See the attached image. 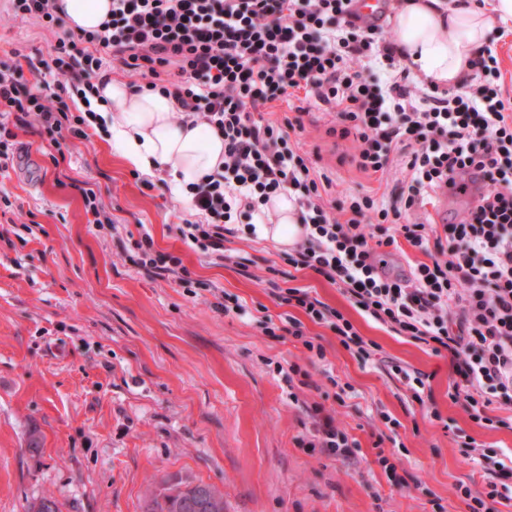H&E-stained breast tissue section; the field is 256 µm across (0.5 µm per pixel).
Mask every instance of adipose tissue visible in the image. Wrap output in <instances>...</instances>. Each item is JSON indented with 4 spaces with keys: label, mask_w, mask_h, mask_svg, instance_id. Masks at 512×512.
<instances>
[{
    "label": "adipose tissue",
    "mask_w": 512,
    "mask_h": 512,
    "mask_svg": "<svg viewBox=\"0 0 512 512\" xmlns=\"http://www.w3.org/2000/svg\"><path fill=\"white\" fill-rule=\"evenodd\" d=\"M496 20L512 22V0L469 6L456 0H400L394 37L403 62L420 65L434 84L445 87L459 83L468 72L470 59L479 54ZM100 93L123 106L120 112L103 113L102 119L127 167L150 172L156 164H170L177 192L217 168L223 138L173 121L174 100L152 92L131 93L119 80L109 81Z\"/></svg>",
    "instance_id": "adipose-tissue-1"
}]
</instances>
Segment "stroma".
<instances>
[{"mask_svg": "<svg viewBox=\"0 0 512 512\" xmlns=\"http://www.w3.org/2000/svg\"><path fill=\"white\" fill-rule=\"evenodd\" d=\"M6 8L0 0V65L14 64L18 47L48 53L50 33ZM309 110L301 146L335 172L337 190L383 193L385 178L339 165L351 141L335 142L329 115ZM89 133L58 165L38 137L19 134L14 165L0 173L8 195L0 200V512H29L44 495L62 512H144L152 491L180 480L220 488L224 512H433L437 498L446 512H467L458 483L480 492L489 474L461 455L454 435L512 451V430L480 427L449 400L447 358L365 319L336 286L297 273L294 286L312 289L378 346L364 367L331 331L310 325L325 359L309 372L319 382L327 369L350 385L336 419L360 448L348 457L299 448L316 394H290L273 365L305 364V350L293 338L265 336L254 317L284 312L259 281L277 262L276 248L236 239L230 247L250 259L249 269L212 263L169 230L192 211L124 167L106 130ZM62 169L99 183L112 227L95 225L79 191L58 185ZM142 227L205 289L193 295L123 262V244ZM224 291L249 316L216 312ZM392 361L429 374L442 422L412 402L388 371ZM385 413L400 422L391 460L420 488L392 487L375 461ZM33 433L41 440L35 453Z\"/></svg>", "mask_w": 512, "mask_h": 512, "instance_id": "1", "label": "stroma"}]
</instances>
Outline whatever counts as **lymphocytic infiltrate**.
Instances as JSON below:
<instances>
[{
	"label": "lymphocytic infiltrate",
	"mask_w": 512,
	"mask_h": 512,
	"mask_svg": "<svg viewBox=\"0 0 512 512\" xmlns=\"http://www.w3.org/2000/svg\"><path fill=\"white\" fill-rule=\"evenodd\" d=\"M353 0H111L95 30L67 26L61 0H11L13 16L38 22L53 40L47 57L0 70V170H6L16 130L46 137L62 152L85 141L93 111L76 115L74 97L89 98L111 70L135 93L174 99L173 118L203 126L224 139L221 171L190 184L195 220L170 230L203 255L227 264L245 260L231 239L261 238L253 218L287 194L299 224L292 244L261 278L278 305L282 326L260 320L265 335L301 342L308 362L325 348L308 324L333 332L359 364L377 345L311 289L282 287L291 271H309L346 296L364 318L395 335L448 355V397L489 429H512V99L501 91L502 72L491 48L471 61L460 87L438 91L413 77L396 55L394 37L360 22ZM306 103L282 118L267 108L298 97ZM325 108L330 136L353 139L351 163L367 174L401 166L389 202L366 192L332 194L333 179L301 153L309 104ZM455 188L468 207L445 224L412 223L428 192ZM410 246L423 254L408 273L391 272L382 248ZM124 261L185 290L197 287L182 259L161 253L142 231ZM286 378L316 391L312 428L299 447L353 454L359 443L336 420L326 400L345 405L335 377L313 381L299 364ZM460 452L489 471L484 492L457 487L469 512H498L512 500V456L475 439Z\"/></svg>",
	"instance_id": "obj_1"
}]
</instances>
